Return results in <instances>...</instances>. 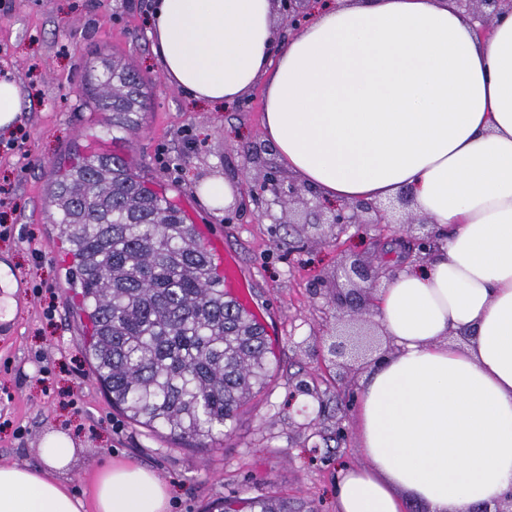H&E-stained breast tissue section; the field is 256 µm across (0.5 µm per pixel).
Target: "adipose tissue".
Masks as SVG:
<instances>
[{
  "mask_svg": "<svg viewBox=\"0 0 512 512\" xmlns=\"http://www.w3.org/2000/svg\"><path fill=\"white\" fill-rule=\"evenodd\" d=\"M274 0H160L167 80L224 103L265 88L264 138L286 173L340 203L412 193L447 227L437 254L377 294L390 344L362 380L367 458L342 470L338 512H474L512 491V16L479 38L447 0H338L279 56ZM53 432L40 462L0 465V512H166L167 484L107 460L92 503Z\"/></svg>",
  "mask_w": 512,
  "mask_h": 512,
  "instance_id": "1",
  "label": "adipose tissue"
}]
</instances>
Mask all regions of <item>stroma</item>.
<instances>
[{
  "label": "stroma",
  "instance_id": "stroma-1",
  "mask_svg": "<svg viewBox=\"0 0 512 512\" xmlns=\"http://www.w3.org/2000/svg\"><path fill=\"white\" fill-rule=\"evenodd\" d=\"M155 0H0V77L22 93L21 116L0 142V261L24 281L8 324L0 326V464L38 463L43 436L66 432L75 454L72 488L88 496L90 478L105 458L131 460L168 485V512H208L227 497H273L289 512H336L340 468L365 465L355 404L359 380L338 393L334 367L315 349L342 329L341 313L319 279L335 276L345 254L378 252L373 225L354 224L338 239L294 247L333 209L318 205L257 206L244 146L263 144V92L212 105L190 99L164 77L153 49ZM114 58L132 63L149 88V109L133 142L140 173L168 188L190 222L222 239L248 279V310L260 313L273 352L271 376L240 413L231 435L214 450L194 448L149 431L113 409L83 357L80 328L69 299L66 270L51 224L48 175L67 167L75 147L103 131L80 89L86 63ZM214 168L237 189L228 210L209 208L197 194L201 174ZM46 255L35 263L33 248ZM49 291L35 293L36 282ZM55 305L52 319L43 310Z\"/></svg>",
  "mask_w": 512,
  "mask_h": 512
}]
</instances>
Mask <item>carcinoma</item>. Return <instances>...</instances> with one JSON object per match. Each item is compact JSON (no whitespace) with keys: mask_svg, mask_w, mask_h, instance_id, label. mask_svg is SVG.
I'll return each mask as SVG.
<instances>
[{"mask_svg":"<svg viewBox=\"0 0 512 512\" xmlns=\"http://www.w3.org/2000/svg\"><path fill=\"white\" fill-rule=\"evenodd\" d=\"M85 84L97 112L112 113V146L56 176L53 224L68 245L67 278L80 288L89 335L82 352L132 422L200 448L222 444L240 409L270 376L262 325L224 289L198 225L133 171L122 148L147 111L144 79L106 64ZM250 512H288L270 499Z\"/></svg>","mask_w":512,"mask_h":512,"instance_id":"obj_1","label":"carcinoma"}]
</instances>
